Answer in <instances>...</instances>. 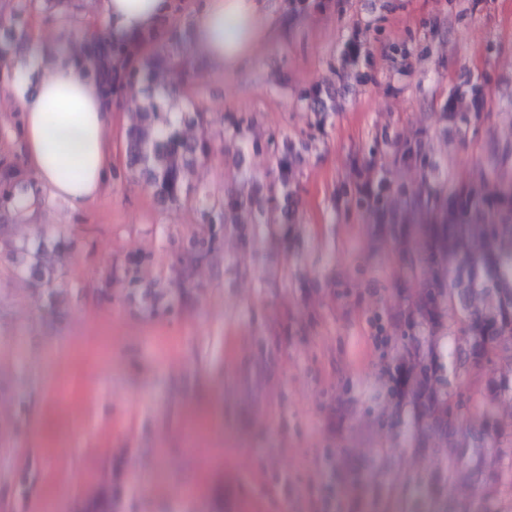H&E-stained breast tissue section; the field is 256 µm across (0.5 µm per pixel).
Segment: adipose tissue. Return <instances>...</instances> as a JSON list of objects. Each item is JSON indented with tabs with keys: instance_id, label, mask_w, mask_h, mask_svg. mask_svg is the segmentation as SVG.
<instances>
[{
	"instance_id": "adipose-tissue-1",
	"label": "adipose tissue",
	"mask_w": 512,
	"mask_h": 512,
	"mask_svg": "<svg viewBox=\"0 0 512 512\" xmlns=\"http://www.w3.org/2000/svg\"><path fill=\"white\" fill-rule=\"evenodd\" d=\"M173 0H104L113 41L137 56ZM268 29L261 0H205L197 13L200 57L217 71L232 70L252 56ZM86 57L50 64L33 90L20 98L19 146L26 165L53 198L74 207L96 198L110 179L114 102L104 96Z\"/></svg>"
}]
</instances>
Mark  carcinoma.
<instances>
[{
    "label": "carcinoma",
    "instance_id": "cac0c4a2",
    "mask_svg": "<svg viewBox=\"0 0 512 512\" xmlns=\"http://www.w3.org/2000/svg\"><path fill=\"white\" fill-rule=\"evenodd\" d=\"M73 0H13V16L57 10L67 17ZM17 44L0 42V82L15 79ZM85 56L96 63L94 77L105 84L122 76L115 99L142 110L138 125L126 131L128 169L137 166L148 175L154 195L172 204L184 201L199 209L208 224H230V217L247 214L272 237L282 235L289 223L280 201L295 195L296 156L283 149L279 136L271 132L263 141L265 153L273 160L262 185L248 193L215 196L204 187L190 189L192 169L211 148V137L186 143L176 134V122L162 111L164 95L151 93L139 104L137 85H148L161 64L169 65L180 77L186 76L185 60L178 46L168 42L166 53L150 61L131 56L122 43L94 38L83 46ZM440 118L464 126L480 118L478 112H459L455 98ZM248 127L231 122L222 131L229 147L249 143ZM398 159L423 168L427 155L417 144L406 143L397 150ZM12 170L0 169V211L18 210L26 200L11 190ZM341 195L350 203L383 218L396 197L406 198L409 211L428 222L426 255L419 264L418 291L398 315L404 336L425 328L431 343L421 352L412 344L387 367L390 394L397 403L408 402L418 429H432L448 437L465 426L477 430L476 443L450 442L444 448L442 470L426 479L430 494L439 498L456 480L464 478L472 495L451 512H512V422H504L495 402L512 399V183L488 193L479 186L463 183L448 192L432 189L427 182L407 188L379 179L376 187L364 189L344 185ZM42 245L27 249L32 261L16 273L52 287L54 277L41 264ZM458 315L454 336L456 360L443 362V340L439 335L447 314ZM465 374L468 384H453L446 374Z\"/></svg>",
    "mask_w": 512,
    "mask_h": 512
}]
</instances>
